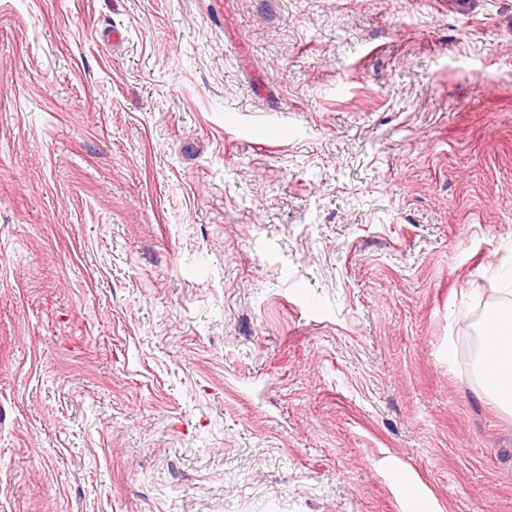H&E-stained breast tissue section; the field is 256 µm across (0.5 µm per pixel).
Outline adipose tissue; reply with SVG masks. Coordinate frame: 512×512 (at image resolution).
Listing matches in <instances>:
<instances>
[{"label":"adipose tissue","instance_id":"adipose-tissue-1","mask_svg":"<svg viewBox=\"0 0 512 512\" xmlns=\"http://www.w3.org/2000/svg\"><path fill=\"white\" fill-rule=\"evenodd\" d=\"M483 325L496 329V337L482 340L475 363L481 395L512 410V300L485 310Z\"/></svg>","mask_w":512,"mask_h":512}]
</instances>
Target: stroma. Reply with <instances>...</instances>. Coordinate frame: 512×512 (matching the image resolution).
Segmentation results:
<instances>
[{"label":"stroma","instance_id":"35a3bbf8","mask_svg":"<svg viewBox=\"0 0 512 512\" xmlns=\"http://www.w3.org/2000/svg\"><path fill=\"white\" fill-rule=\"evenodd\" d=\"M511 267L512 0H0V512H512ZM494 326L496 338L487 340L481 336L478 356L475 363L481 395L488 396L505 410H512V300L497 304L485 310L482 327ZM494 358L498 371L485 369L487 358Z\"/></svg>","mask_w":512,"mask_h":512}]
</instances>
